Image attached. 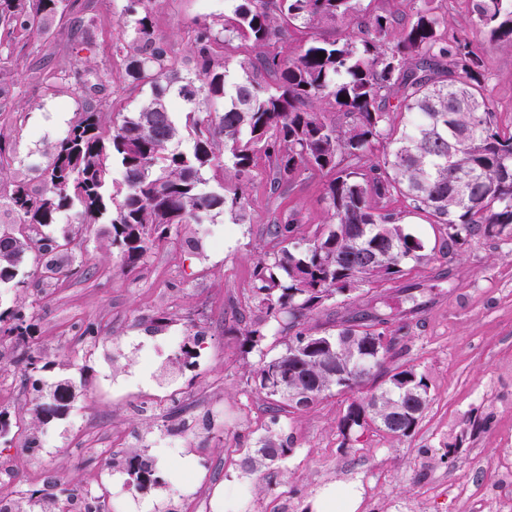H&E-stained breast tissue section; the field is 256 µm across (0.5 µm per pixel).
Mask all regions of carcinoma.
Wrapping results in <instances>:
<instances>
[{
  "label": "carcinoma",
  "instance_id": "obj_1",
  "mask_svg": "<svg viewBox=\"0 0 512 512\" xmlns=\"http://www.w3.org/2000/svg\"><path fill=\"white\" fill-rule=\"evenodd\" d=\"M130 0L123 34L137 46L127 64L132 81L149 89L134 112H119L107 129L93 105L110 80L94 76L77 88L81 118L37 169L43 189L34 194L19 182L5 198L22 230L0 228V281H13L27 254L40 277L77 275L85 263L68 249L69 239L32 233L57 223L77 206L83 224L111 226L121 265L133 268L174 224H203L222 210L235 224L248 220L241 187L204 192L203 171L217 153L241 182L260 165L286 181L301 170L332 175L325 187L327 222L305 247L290 246L296 214L270 227L279 248L260 256L253 271L252 299L261 317L239 329L252 350L261 324L275 321L295 331L285 349L260 360L256 386L274 403L302 408L335 387L359 386L358 373L381 369L396 338L378 326L374 311L341 319L336 331L314 336L301 329L327 300L365 284L396 280L403 265L428 256L427 243L404 225L423 215L448 229L443 247L485 236L512 235V131L498 125L496 102L482 55L448 28L428 0H407L410 14L398 25L391 13L367 18L363 29L340 40L310 38L296 54L245 57L238 79L217 69L213 47L240 53L285 39L289 29L344 21L360 0H241L224 16V39L205 22L195 30L194 72L182 74L157 40L151 16ZM476 26L497 45L512 46V0H469ZM67 0H0V24L8 35L46 32L63 15ZM325 53V58L317 53ZM345 100H340V97ZM222 98L220 115L199 107ZM184 114L178 124L175 112ZM341 114L336 123L327 113ZM188 137L190 147L173 149ZM124 183L112 181V164ZM403 202L404 208L393 204ZM33 323L20 311L0 313V339L20 341ZM15 364L31 385L33 413L40 421L61 415L72 395L41 376V358L19 345ZM430 402L428 378L413 365L393 369L379 391L355 399L339 421L344 442L370 427L397 437L416 431ZM272 428L259 441L254 462L274 465L291 451ZM123 466L136 478L159 480L152 463L137 454ZM79 488L66 498L30 489L6 512H71Z\"/></svg>",
  "mask_w": 512,
  "mask_h": 512
}]
</instances>
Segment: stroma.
<instances>
[{"instance_id": "35a3bbf8", "label": "stroma", "mask_w": 512, "mask_h": 512, "mask_svg": "<svg viewBox=\"0 0 512 512\" xmlns=\"http://www.w3.org/2000/svg\"><path fill=\"white\" fill-rule=\"evenodd\" d=\"M231 0H147L155 34L182 73L194 68L191 40L198 24L221 30ZM127 0H70L47 36L30 35L0 44V139L11 145L0 159V192L14 178L42 166L78 114L73 91L88 73L108 72L103 94L105 121L134 111L144 90L125 75L136 53L123 36ZM448 24L482 52L497 105L500 127L512 128V47L489 43L474 24L468 0H448ZM95 45L79 50L83 36ZM63 81H44L46 72ZM323 177L300 175L272 189L266 169L243 186L250 220L231 223L213 212L210 240L196 224L172 226L140 265L123 269L105 224L80 225L76 210L63 211L51 235L75 231V253L88 272L40 281L34 258L19 277L24 287L0 283V312L23 308L35 316L27 348L42 353L46 380H66L74 396L61 416L37 420L23 378L11 360V341L0 342V409L18 428L0 438V464L11 465L16 492L46 488L64 494L81 487L111 492L110 462L127 433L141 436L137 454L149 459L160 484L137 490L138 506L108 501V512H171L182 483L195 480L210 491V512H239L248 499L255 512H277L283 496L295 512H330L336 497L356 494V512H473L476 499L458 497L457 485L481 491L494 465L512 455V237L478 238L452 253L441 249L445 228L410 215L407 228L426 240L428 258L405 265L397 281L369 284L328 300L303 321L312 334L333 332L338 316L378 309L390 313L389 335L398 337L383 370L360 386L330 390L305 408L271 414L270 399L251 378L261 354L275 356L285 343L275 323L263 328L258 349L245 351L232 325L254 319L252 272L259 255L272 251L267 234L286 209L299 218L293 242L304 246L327 220ZM164 325H156L158 316ZM200 336L193 365L171 352V336ZM153 368H146L144 349ZM415 366L430 381V402L414 435L365 430L354 445L343 444L338 422L348 404L383 385L385 373ZM204 391L208 408L193 418L200 452L172 450L151 439L181 422L173 391ZM155 399L156 414L129 405ZM290 439L287 458L267 469L246 470L269 425Z\"/></svg>"}]
</instances>
